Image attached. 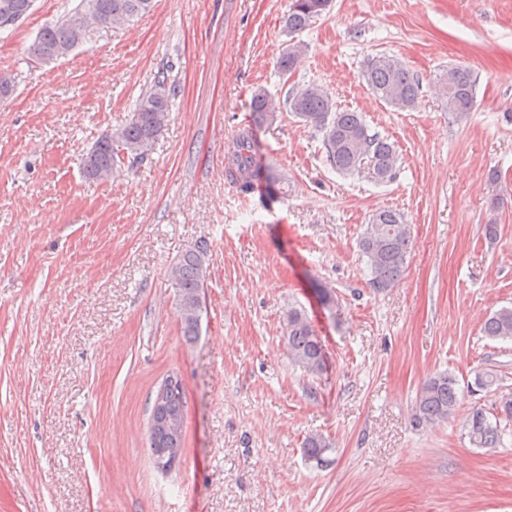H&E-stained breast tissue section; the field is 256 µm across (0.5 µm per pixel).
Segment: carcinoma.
Masks as SVG:
<instances>
[{
    "label": "carcinoma",
    "instance_id": "cac0c4a2",
    "mask_svg": "<svg viewBox=\"0 0 512 512\" xmlns=\"http://www.w3.org/2000/svg\"><path fill=\"white\" fill-rule=\"evenodd\" d=\"M154 0H80V4L60 20L44 26L28 53L42 62L67 56L83 42V37L72 26L74 16L88 12L92 18L105 25L121 26L127 20L149 11ZM34 0H0V29L3 17L14 22L27 17ZM330 0H291L285 27L288 34H300L316 22L327 10ZM305 51L299 41L288 44L278 61V68L286 75L293 71ZM363 76L369 89L390 107L405 111L414 108L419 99L420 81L396 56L381 53L369 58ZM439 93L445 109L456 119L463 120L472 112L475 103V84L470 71L460 66L448 69L440 81ZM171 89L166 81L156 80L149 93L139 100L134 119L126 126L108 131L89 152V164L83 168L90 182L112 177L118 168L129 161L141 162L152 151L170 112ZM288 111L301 122L322 134L328 165L338 173L349 175L362 166L378 183L393 178L399 155L395 144L369 127L359 112L338 108L330 93L317 84H308L291 92L286 100ZM279 105L263 90L253 93L251 116L254 125L272 124L277 120ZM227 179L244 194L255 189L257 181L266 185L269 198L279 192V179L269 169H262L256 162L251 129L238 135L225 170ZM411 246V225L403 214L391 208L375 211L359 240V250L370 273L369 285L376 292H384L398 282ZM207 247L197 243L180 255L171 270L175 288L177 317L186 342L193 343L200 336L203 288L206 277ZM484 336L490 339H512V308H501L487 316L481 326ZM288 350L295 365L309 374H319L325 368L324 350L320 336L304 311L291 309L287 318ZM460 402L455 378L439 374L431 378L421 390L416 401L418 418L427 423L448 419ZM185 396L183 386L172 389L159 407H152L150 420L154 426L149 434L153 458L169 448L171 438L160 418H184ZM512 421V394L498 399L496 414L489 418L481 408L472 409L464 426L470 443L476 448L492 450L502 444L504 429L501 422ZM306 454L319 459L329 448L326 440L313 435L304 444Z\"/></svg>",
    "mask_w": 512,
    "mask_h": 512
}]
</instances>
